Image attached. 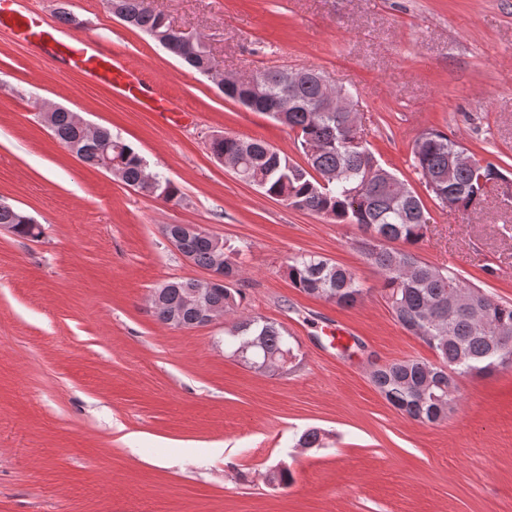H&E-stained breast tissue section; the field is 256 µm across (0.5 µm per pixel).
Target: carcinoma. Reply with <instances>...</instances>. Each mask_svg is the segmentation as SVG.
<instances>
[{"label":"carcinoma","mask_w":512,"mask_h":512,"mask_svg":"<svg viewBox=\"0 0 512 512\" xmlns=\"http://www.w3.org/2000/svg\"><path fill=\"white\" fill-rule=\"evenodd\" d=\"M109 3L116 17L152 36L189 67L209 73L206 45L185 47L179 32L163 14L151 9L148 0ZM254 76L265 92L258 110L291 96L293 104L285 120L275 112L269 116L296 132L303 153L313 147L317 152L306 157L304 167L261 139L225 134L210 140L211 154L237 159L242 180L290 207L358 226L362 236L356 246L380 275L382 293L396 322L438 358L436 363L393 360L372 372V382L403 417L427 424L443 421L457 400L460 379L490 376L512 364V303L499 301L458 274L419 258L415 248L426 227L424 201L382 166L360 127L346 123L339 112L319 111L324 91L315 80L304 79L290 88L280 68L258 69ZM46 121L58 142L87 162L112 145V159L119 160V178L126 185L165 202L179 197L171 180L147 172L144 157L111 130L87 131L76 124L73 113L62 108L47 114ZM418 139L422 146L411 152V160L425 181L448 168L452 151L465 150L462 143L436 129L423 131ZM501 178L497 165L475 157L471 165L455 169L453 183H439L427 190L437 205L465 213L475 210L487 189ZM0 226L22 238L41 234L29 215L2 203ZM214 238L210 233H193L185 238V247L192 262L204 269L213 267L217 255H224V281L200 290L197 280L178 279L156 288L152 303L160 322L174 319L182 328L197 327L201 304L226 315L238 312L240 292L234 287L240 272L238 250ZM391 242H400L404 248H393ZM287 274L299 291L341 308H352L365 296L355 273L322 256L289 258ZM227 343L236 357L260 373L284 372L297 359L289 337L261 317L238 318L228 330Z\"/></svg>","instance_id":"1"}]
</instances>
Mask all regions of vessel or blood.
I'll return each mask as SVG.
<instances>
[{"label":"vessel or blood","instance_id":"1","mask_svg":"<svg viewBox=\"0 0 512 512\" xmlns=\"http://www.w3.org/2000/svg\"><path fill=\"white\" fill-rule=\"evenodd\" d=\"M29 0H0V27L9 29L40 56L59 62L91 79L107 92L141 98L144 81L119 55L100 41L69 33L29 8ZM151 110L163 122L183 120L184 112L164 97L154 98Z\"/></svg>","mask_w":512,"mask_h":512}]
</instances>
